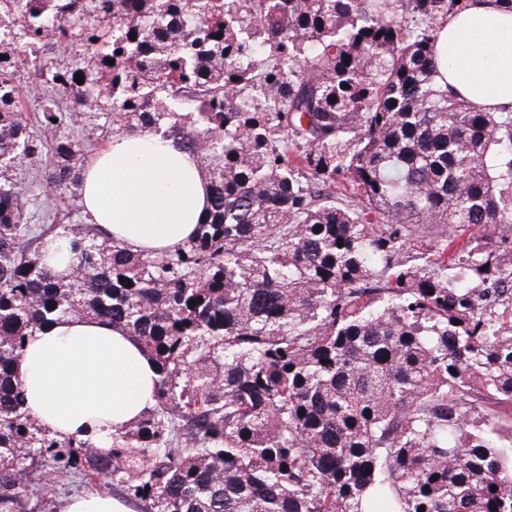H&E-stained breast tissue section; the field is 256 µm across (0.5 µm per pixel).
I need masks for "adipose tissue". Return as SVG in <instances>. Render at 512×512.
<instances>
[{"label": "adipose tissue", "mask_w": 512, "mask_h": 512, "mask_svg": "<svg viewBox=\"0 0 512 512\" xmlns=\"http://www.w3.org/2000/svg\"><path fill=\"white\" fill-rule=\"evenodd\" d=\"M437 49L446 80L473 104L512 107V12L500 0H473L448 17ZM85 170L86 213L132 251L174 249L208 213L200 159L158 135L113 137ZM14 372L41 426L100 447L155 403V364L122 327L100 319L62 317L35 331Z\"/></svg>", "instance_id": "ef3b65f1"}]
</instances>
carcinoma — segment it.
<instances>
[{"instance_id": "cac0c4a2", "label": "carcinoma", "mask_w": 512, "mask_h": 512, "mask_svg": "<svg viewBox=\"0 0 512 512\" xmlns=\"http://www.w3.org/2000/svg\"><path fill=\"white\" fill-rule=\"evenodd\" d=\"M31 2L0 12L34 48L0 64V512L62 475L145 512H512V110L440 84L435 52L469 0ZM144 131L209 180L195 236L153 255L68 223L99 141ZM68 315L157 363L107 448L39 425L13 378Z\"/></svg>"}]
</instances>
